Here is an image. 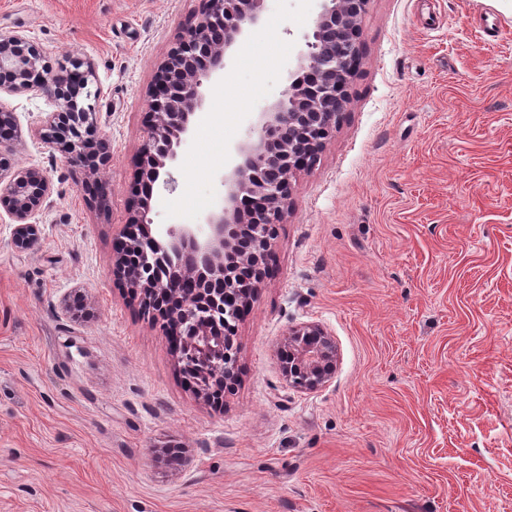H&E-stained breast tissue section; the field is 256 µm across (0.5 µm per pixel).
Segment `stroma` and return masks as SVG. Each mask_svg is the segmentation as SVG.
I'll return each instance as SVG.
<instances>
[{
	"label": "stroma",
	"mask_w": 512,
	"mask_h": 512,
	"mask_svg": "<svg viewBox=\"0 0 512 512\" xmlns=\"http://www.w3.org/2000/svg\"><path fill=\"white\" fill-rule=\"evenodd\" d=\"M201 0H0L50 65L90 59L99 183L34 135L45 96L0 94L4 165L52 195L40 238L0 208V512H512V11L367 0L361 61L317 165L291 178L269 276L238 326L223 406L184 382L112 275L158 68ZM315 0H267L202 87L154 225L204 223L237 146L283 98ZM316 323L332 378L289 385L278 348Z\"/></svg>",
	"instance_id": "1"
}]
</instances>
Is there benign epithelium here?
<instances>
[{"instance_id": "benign-epithelium-1", "label": "benign epithelium", "mask_w": 512, "mask_h": 512, "mask_svg": "<svg viewBox=\"0 0 512 512\" xmlns=\"http://www.w3.org/2000/svg\"><path fill=\"white\" fill-rule=\"evenodd\" d=\"M308 51L300 56L285 97L262 112L256 139L237 147V162L224 175L222 205L206 222L170 225L150 239L151 249L129 264L136 249L133 225L149 224L150 205L139 188L153 184L176 159V149L202 114L203 82L224 69L226 53L262 19L265 0H204L196 25L170 48L150 91L146 139L137 161L130 216L114 240V274L141 298V311L161 323L164 336L179 353L181 365L197 374L195 390L209 401L236 377V323L263 282L271 260L275 225L288 208L292 171L313 167L336 122V105L346 98V83L358 55L351 32L367 0H318ZM93 64L72 58L50 69L40 48L26 36L0 32V93L40 92L54 111L39 120L36 134L50 149L96 174L109 160L105 143L95 138L90 99ZM0 154L11 150L14 113L0 109ZM52 195V186L36 167L13 171L0 165V204L13 221L12 244L24 251L38 241L32 222ZM255 197L261 207L245 212L239 198ZM172 264L180 272L155 283L144 270ZM288 358L281 374L291 385L313 390L336 369V348L318 324L289 329Z\"/></svg>"}]
</instances>
